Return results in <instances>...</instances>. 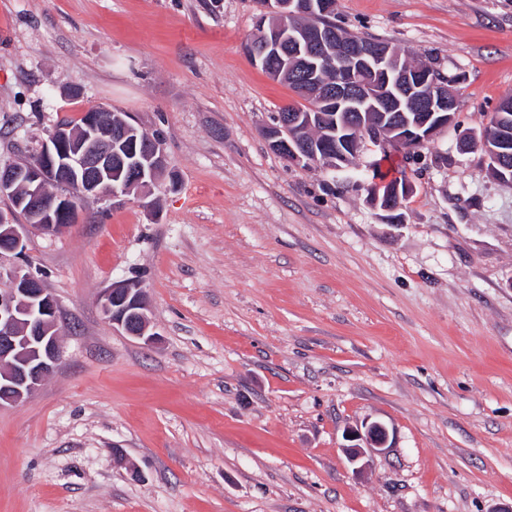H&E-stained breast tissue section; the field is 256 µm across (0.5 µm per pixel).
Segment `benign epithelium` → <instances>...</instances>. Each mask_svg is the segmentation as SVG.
<instances>
[{
  "instance_id": "1",
  "label": "benign epithelium",
  "mask_w": 512,
  "mask_h": 512,
  "mask_svg": "<svg viewBox=\"0 0 512 512\" xmlns=\"http://www.w3.org/2000/svg\"><path fill=\"white\" fill-rule=\"evenodd\" d=\"M320 11L331 14L333 0H266L260 6L258 25L265 28L267 19L278 22L270 26L274 37L287 29L297 44L318 49L336 45V79L321 82L317 68L309 70L294 57L288 69L301 77L302 83L315 89L320 102L334 103L345 111L336 113V153L321 154L306 140L301 116L286 112L275 116L264 129L273 134L276 143L288 147L286 160L292 164H321L344 172L349 158L357 157L366 144L386 150L391 148L407 158L434 144L445 128L456 125L452 112L455 97L448 83L427 71L410 65L400 66L401 54L389 45L379 46L367 41H345L334 28H294L288 20ZM494 129L487 125L464 138L465 150H480L492 157L489 172L505 167L503 157L491 149L489 141ZM35 165H0V194L13 195L16 187L27 191L24 201L42 219L40 228L59 233L66 225L54 223L72 205L69 195L47 193L49 183H66L70 171L79 170L82 178L75 183L78 195L116 199L121 193L112 189V123L91 113L80 130L57 128L43 143ZM413 192L410 181L395 183L385 192L373 186L368 191L370 205L387 213L391 224L404 222L402 200ZM21 225L0 223V278H8L10 286L0 289V408L16 405L28 397L50 377L63 362L60 343L58 306L41 280L14 264L3 267L1 261L22 252ZM103 314L113 326L126 335L147 342L154 340L148 306L142 285L137 280L112 284L100 295ZM379 423L365 427L354 438L358 443L346 449L350 462L366 465L369 454L381 450L386 435Z\"/></svg>"
}]
</instances>
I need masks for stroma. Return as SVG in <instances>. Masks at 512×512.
<instances>
[{
  "instance_id": "35a3bbf8",
  "label": "stroma",
  "mask_w": 512,
  "mask_h": 512,
  "mask_svg": "<svg viewBox=\"0 0 512 512\" xmlns=\"http://www.w3.org/2000/svg\"><path fill=\"white\" fill-rule=\"evenodd\" d=\"M255 0H0V162L104 107L177 185L26 227L64 363L0 409V512H512V182L459 148L512 93V0H336L347 32L454 80L404 221L263 129L300 98L244 48ZM145 291L155 343L103 315ZM382 423L364 470L344 450Z\"/></svg>"
}]
</instances>
